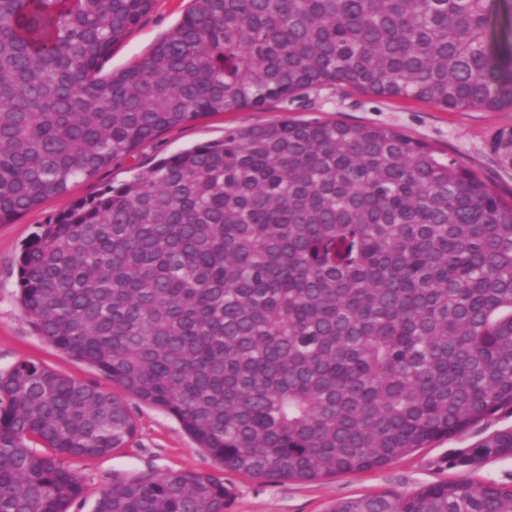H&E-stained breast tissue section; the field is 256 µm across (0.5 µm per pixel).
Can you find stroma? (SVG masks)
<instances>
[{
    "label": "stroma",
    "instance_id": "obj_1",
    "mask_svg": "<svg viewBox=\"0 0 512 512\" xmlns=\"http://www.w3.org/2000/svg\"><path fill=\"white\" fill-rule=\"evenodd\" d=\"M192 6L193 0H155L152 10L113 49L109 69L124 68L141 58ZM336 120L400 131L436 152L458 159L502 196L512 195V164L503 162L492 147L500 130L512 129V111L508 109L451 111L413 100L326 85L267 102L259 108L208 114L163 131L131 155L114 160L95 179L76 181L66 194L48 198L24 215L0 223V372L19 360L30 359L113 394L121 392L120 387L94 368L38 336L20 306L17 259L22 245L39 225L106 185H117L147 173L160 157L221 141L232 131L284 121ZM127 404L136 423V434L127 446L105 457L72 461V469L83 480L84 495L71 506L70 512H94L104 484L183 471L223 474L234 493L227 512H328L334 502L343 499L389 491L410 493L427 484L462 480L512 486V458L489 459L468 470L448 464L451 449L471 447L495 429L511 425L512 413L507 411L383 467L304 481L222 472L213 457L174 418L133 398Z\"/></svg>",
    "mask_w": 512,
    "mask_h": 512
}]
</instances>
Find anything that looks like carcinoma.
Instances as JSON below:
<instances>
[{"label":"carcinoma","mask_w":512,"mask_h":512,"mask_svg":"<svg viewBox=\"0 0 512 512\" xmlns=\"http://www.w3.org/2000/svg\"><path fill=\"white\" fill-rule=\"evenodd\" d=\"M154 0H0V223L162 131L326 84L512 109L491 0H194L104 72ZM36 333L174 417L224 472L384 466L512 409V202L385 127L282 122L156 161L41 225L18 259ZM136 433L126 401L29 359L0 373V512H69L74 459ZM512 458V425L448 454ZM224 478L112 483L94 512H225ZM329 512H512L435 483Z\"/></svg>","instance_id":"carcinoma-1"}]
</instances>
